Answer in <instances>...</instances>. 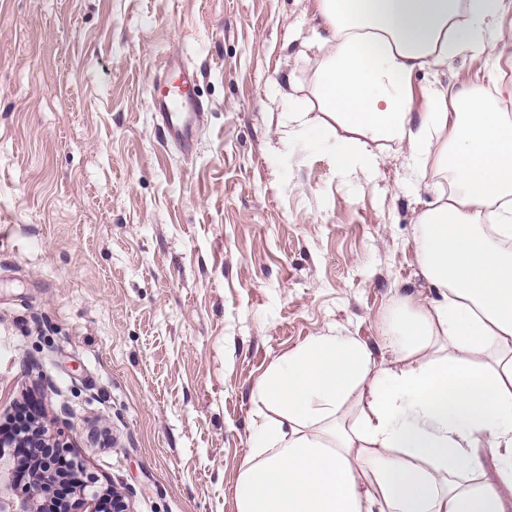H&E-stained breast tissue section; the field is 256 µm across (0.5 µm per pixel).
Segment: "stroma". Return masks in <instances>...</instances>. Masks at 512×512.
Returning a JSON list of instances; mask_svg holds the SVG:
<instances>
[{"label": "stroma", "instance_id": "35a3bbf8", "mask_svg": "<svg viewBox=\"0 0 512 512\" xmlns=\"http://www.w3.org/2000/svg\"><path fill=\"white\" fill-rule=\"evenodd\" d=\"M328 35L316 0H0V424L39 401L133 512H236L269 365L332 328L379 348L397 294H432L415 221L447 168L411 186L392 146L342 178L281 140ZM171 59L206 105L188 154L150 109Z\"/></svg>", "mask_w": 512, "mask_h": 512}]
</instances>
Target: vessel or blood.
I'll use <instances>...</instances> for the list:
<instances>
[{
	"instance_id": "b4317fda",
	"label": "vessel or blood",
	"mask_w": 512,
	"mask_h": 512,
	"mask_svg": "<svg viewBox=\"0 0 512 512\" xmlns=\"http://www.w3.org/2000/svg\"><path fill=\"white\" fill-rule=\"evenodd\" d=\"M191 75L183 64H168L160 78L161 92L152 93L151 108L166 138L190 149L204 117L203 103L190 93Z\"/></svg>"
}]
</instances>
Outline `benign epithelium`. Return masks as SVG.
I'll return each mask as SVG.
<instances>
[{
    "instance_id": "benign-epithelium-1",
    "label": "benign epithelium",
    "mask_w": 512,
    "mask_h": 512,
    "mask_svg": "<svg viewBox=\"0 0 512 512\" xmlns=\"http://www.w3.org/2000/svg\"><path fill=\"white\" fill-rule=\"evenodd\" d=\"M24 448L19 459L4 448ZM27 473V495L14 494L19 467ZM83 462L76 456L66 457L64 443L54 434L33 423L24 433L7 439L0 437V512H98V504L108 501L110 512H132L128 496L112 486L95 489L97 479L86 476ZM68 484L73 494L67 499L55 497L58 486Z\"/></svg>"
}]
</instances>
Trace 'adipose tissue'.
<instances>
[{"label":"adipose tissue","instance_id":"adipose-tissue-1","mask_svg":"<svg viewBox=\"0 0 512 512\" xmlns=\"http://www.w3.org/2000/svg\"><path fill=\"white\" fill-rule=\"evenodd\" d=\"M317 2L330 35L312 105L282 96L283 138L311 135L342 176L377 174L372 142L406 149L419 177L448 160L458 189L417 219L434 294L399 298L383 358L330 332L256 384L236 512H512V117L468 85L414 111L411 82L462 56L498 83L512 0Z\"/></svg>","mask_w":512,"mask_h":512}]
</instances>
